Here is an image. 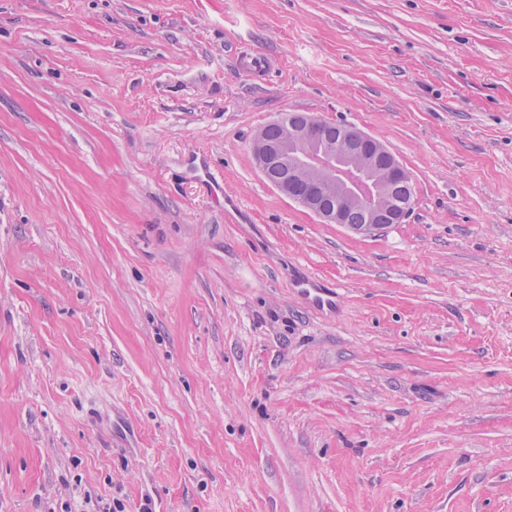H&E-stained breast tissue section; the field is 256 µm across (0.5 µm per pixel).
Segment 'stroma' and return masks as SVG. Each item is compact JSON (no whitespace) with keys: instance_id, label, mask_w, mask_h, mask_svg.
Here are the masks:
<instances>
[{"instance_id":"1","label":"stroma","mask_w":512,"mask_h":512,"mask_svg":"<svg viewBox=\"0 0 512 512\" xmlns=\"http://www.w3.org/2000/svg\"><path fill=\"white\" fill-rule=\"evenodd\" d=\"M288 112L405 220L269 184ZM116 503L512 512V0H0V512ZM305 114L288 113L282 118L283 133L273 123L267 126V134L260 130L252 142L256 163L264 177L289 199L304 206L327 224H343L350 228L370 233L385 224L377 221L382 215L390 217L393 223H401L408 215L407 207L399 213L389 214L388 188L394 181L411 182L409 171L389 149L376 138L361 130L346 125L327 123V138L343 144H328L322 137L326 121ZM290 123L291 125H288ZM382 160V162H381ZM313 191L302 193L303 187ZM331 187L336 196L334 208L322 205V192ZM367 204L370 216L364 224L361 209H348L344 222L343 213L347 207ZM349 224H360L351 226Z\"/></svg>"}]
</instances>
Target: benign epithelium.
Returning a JSON list of instances; mask_svg holds the SVG:
<instances>
[{"label":"benign epithelium","instance_id":"benign-epithelium-1","mask_svg":"<svg viewBox=\"0 0 512 512\" xmlns=\"http://www.w3.org/2000/svg\"><path fill=\"white\" fill-rule=\"evenodd\" d=\"M325 121L306 116L299 128L282 118L283 133L276 141L259 131L252 142L256 163L264 177L289 199L327 224L344 223L348 207L366 204L370 216L354 230L370 233L383 215L402 222L408 209L389 215L388 188L394 181H411L409 171L376 138L356 130L343 144L322 137Z\"/></svg>","mask_w":512,"mask_h":512}]
</instances>
